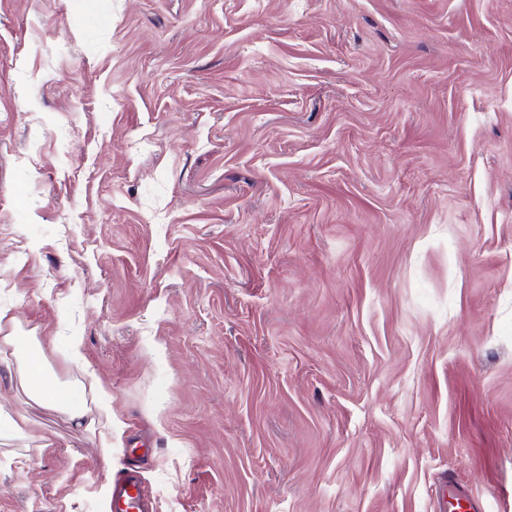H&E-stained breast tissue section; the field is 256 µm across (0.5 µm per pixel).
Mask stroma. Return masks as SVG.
<instances>
[{"mask_svg":"<svg viewBox=\"0 0 512 512\" xmlns=\"http://www.w3.org/2000/svg\"><path fill=\"white\" fill-rule=\"evenodd\" d=\"M0 512H512V0H0ZM9 312V309L0 307V353L6 354L11 350L10 353L19 361L16 395L23 396L27 404L50 408L71 420H76L78 424L91 427L94 419L90 417L91 409L85 399L84 380H89L90 390L97 394L99 391L96 390L94 374L82 366L81 344L71 339L68 343L67 357L72 366L81 369L84 380L76 377L61 380L48 365L43 344L38 336H25L19 332L16 318L9 315ZM23 440L24 448H30L29 442H34V447L38 452L43 453L54 448V441L47 436L33 437L28 429V420L23 415H18L16 418L7 417L1 419L0 413V445L8 444L11 441ZM113 512H155L154 503L148 498L141 487L139 476L134 471L113 486Z\"/></svg>","mask_w":512,"mask_h":512,"instance_id":"stroma-1","label":"stroma"}]
</instances>
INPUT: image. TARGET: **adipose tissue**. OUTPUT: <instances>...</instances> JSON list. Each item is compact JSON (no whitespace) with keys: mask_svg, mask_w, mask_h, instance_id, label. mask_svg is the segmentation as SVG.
Instances as JSON below:
<instances>
[{"mask_svg":"<svg viewBox=\"0 0 512 512\" xmlns=\"http://www.w3.org/2000/svg\"><path fill=\"white\" fill-rule=\"evenodd\" d=\"M16 324L8 309L0 307V353H12L19 361L17 396L78 423L93 425L84 381L75 377L61 380L50 368L41 340L19 332Z\"/></svg>","mask_w":512,"mask_h":512,"instance_id":"adipose-tissue-1","label":"adipose tissue"}]
</instances>
